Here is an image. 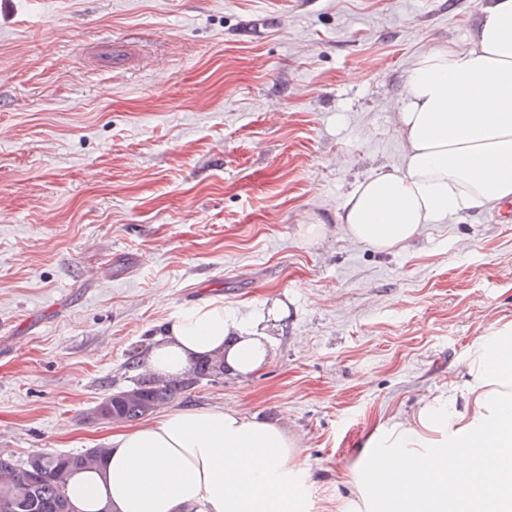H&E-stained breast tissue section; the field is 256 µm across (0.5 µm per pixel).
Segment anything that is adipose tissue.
Listing matches in <instances>:
<instances>
[{"label": "adipose tissue", "mask_w": 512, "mask_h": 512, "mask_svg": "<svg viewBox=\"0 0 512 512\" xmlns=\"http://www.w3.org/2000/svg\"><path fill=\"white\" fill-rule=\"evenodd\" d=\"M394 120L402 167L356 184L336 213L353 239L386 254L423 225L512 205V0H489L467 44L415 56ZM284 316L277 303L236 321L206 301L168 321L146 364L171 377L212 360L248 376ZM362 458L336 512H512V325L473 347L447 397L371 436ZM307 483L283 422L217 405L120 433L66 490L73 512H309Z\"/></svg>", "instance_id": "1"}]
</instances>
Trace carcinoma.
Returning <instances> with one entry per match:
<instances>
[{
  "instance_id": "carcinoma-1",
  "label": "carcinoma",
  "mask_w": 512,
  "mask_h": 512,
  "mask_svg": "<svg viewBox=\"0 0 512 512\" xmlns=\"http://www.w3.org/2000/svg\"><path fill=\"white\" fill-rule=\"evenodd\" d=\"M192 383L193 378L170 381L142 377L135 387L105 398L96 406L95 414L104 419L110 411L118 420L140 419ZM106 452L105 448H89L80 453L35 452L21 465L11 454L0 452V499L18 502L20 508L16 512H71L66 495L71 472L99 464Z\"/></svg>"
}]
</instances>
